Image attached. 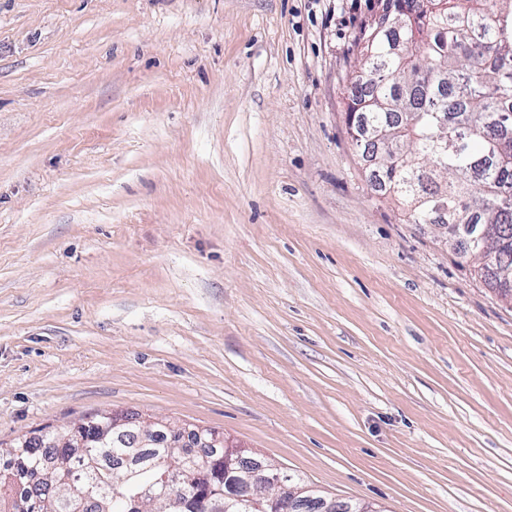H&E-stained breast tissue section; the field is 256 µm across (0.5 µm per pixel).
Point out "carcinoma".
Segmentation results:
<instances>
[{
  "mask_svg": "<svg viewBox=\"0 0 512 512\" xmlns=\"http://www.w3.org/2000/svg\"><path fill=\"white\" fill-rule=\"evenodd\" d=\"M396 21L364 23L356 36L361 63L351 72L347 120L375 126L395 145L372 164L380 196L406 206L413 224L438 217L448 195L463 224H491L498 248L482 279L507 274L512 289V0H378ZM103 418H85L66 437L47 426L37 437L0 448V512H137L153 486L152 510L213 512L218 487L244 497L224 473V449H182L136 431L98 443ZM190 459L179 466V451Z\"/></svg>",
  "mask_w": 512,
  "mask_h": 512,
  "instance_id": "carcinoma-1",
  "label": "carcinoma"
}]
</instances>
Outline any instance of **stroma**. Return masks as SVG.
<instances>
[{
	"instance_id": "obj_1",
	"label": "stroma",
	"mask_w": 512,
	"mask_h": 512,
	"mask_svg": "<svg viewBox=\"0 0 512 512\" xmlns=\"http://www.w3.org/2000/svg\"><path fill=\"white\" fill-rule=\"evenodd\" d=\"M377 0H0V444L107 410L383 512H512V304L344 123Z\"/></svg>"
}]
</instances>
